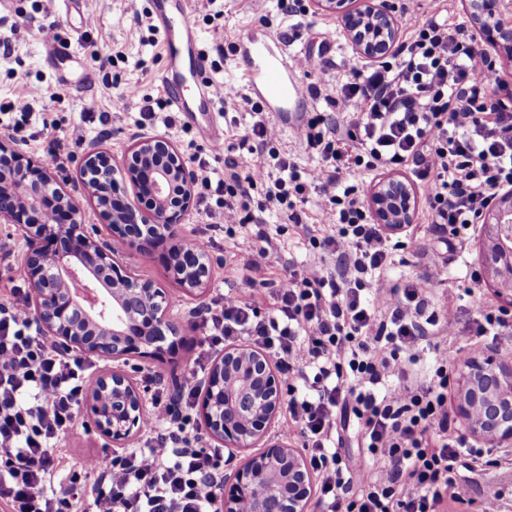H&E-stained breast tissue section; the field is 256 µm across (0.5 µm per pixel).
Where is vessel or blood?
<instances>
[{
    "instance_id": "b4317fda",
    "label": "vessel or blood",
    "mask_w": 512,
    "mask_h": 512,
    "mask_svg": "<svg viewBox=\"0 0 512 512\" xmlns=\"http://www.w3.org/2000/svg\"><path fill=\"white\" fill-rule=\"evenodd\" d=\"M165 64L158 76L171 105L186 114L200 112L213 116L217 110L215 93L209 85L204 56L197 53L196 31L189 18L187 0H172L162 18ZM246 76L251 92L276 114L287 113L302 95L297 60L288 53L282 39L251 41L245 44ZM189 75L197 87L195 101H188L179 83Z\"/></svg>"
}]
</instances>
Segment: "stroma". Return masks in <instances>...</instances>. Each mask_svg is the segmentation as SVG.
Segmentation results:
<instances>
[{
  "label": "stroma",
  "instance_id": "stroma-1",
  "mask_svg": "<svg viewBox=\"0 0 512 512\" xmlns=\"http://www.w3.org/2000/svg\"><path fill=\"white\" fill-rule=\"evenodd\" d=\"M216 10L205 13L196 0H190L188 11L199 34L200 50L208 55L209 63L218 67V78L227 84L245 86V67L242 60V38L270 39L283 31L296 30L297 39L288 51L300 55L327 46L328 55L336 67L325 79L324 94L304 95L302 111L324 112L326 96L335 94L345 79L344 62L356 53L344 35L334 14L316 12L307 7L305 14L286 17L280 14L276 0H217ZM54 24L60 39L71 41L81 51L80 57L63 58L47 55L42 47L39 29ZM112 35L111 49L115 51L111 65L99 67L93 62L96 37L100 31ZM7 39V51H0V106L15 97L41 100L55 97L52 109L37 114L29 131L32 135L25 145L26 155L44 159L48 150H56L65 158L59 172L68 179L78 178L83 152L87 144L97 142L114 158H122L130 140L138 133L134 125L142 102L132 98L127 102L124 116L106 120L112 109L113 95L130 85L160 97L162 90L156 79L164 64L162 39L156 38L147 26L135 24L125 10V0H83L81 9H66L60 0H0V39ZM190 234L212 232L213 252L223 260L244 263L250 251L248 239L228 237L222 231H210L209 221L200 203H193L185 221ZM268 234L280 237L286 262L269 267L270 282H278L289 270L301 269L313 258V250L294 225H282L270 217L265 226ZM483 238L482 231L469 233L465 238L451 237L447 231L428 224L424 204H417L414 222L407 232L399 234L400 247L392 254L387 275L393 281L405 283L413 277L429 276L440 281L432 301L435 306L451 307L455 317L454 336L448 337V351H455L460 340H478L503 351L512 352V328L500 331L496 337H481L477 326L487 311L499 310L501 300L493 284L478 272L477 255ZM438 255L439 264L428 262L429 255ZM136 273L165 289L171 296L170 314L182 323L185 350L177 360H145L137 373L147 393L157 385H170L172 379L189 376L191 362L208 344L201 328L188 323L187 308L180 287L159 256L138 257L133 261ZM67 454V464L58 471L42 493L51 496L59 484L68 483L78 472L85 456L102 453L106 442L94 432L85 416H78L74 430L61 441ZM504 491L501 512H512V463L487 468L478 478L469 501H445L444 512H481L487 497Z\"/></svg>",
  "mask_w": 512,
  "mask_h": 512
}]
</instances>
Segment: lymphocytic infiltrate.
<instances>
[{"instance_id":"1","label":"lymphocytic infiltrate","mask_w":512,"mask_h":512,"mask_svg":"<svg viewBox=\"0 0 512 512\" xmlns=\"http://www.w3.org/2000/svg\"><path fill=\"white\" fill-rule=\"evenodd\" d=\"M490 62L463 24L435 13L418 24L391 58L348 64L340 87L342 122L316 113L293 129L292 149L261 109L239 143L194 152L198 195L213 228L254 230L245 267L265 284L277 243L261 226L268 214L301 224L306 205L330 226L316 240L320 259L290 271L270 296L268 313L241 294L225 293L207 310L202 327L211 344L239 338L266 352L307 385L291 396L282 422L303 438L319 496L329 512H440L445 498L463 499L461 459L488 465L483 449L452 437L448 374L439 363L432 381L378 393L390 364L416 350L431 331L454 326L427 310L431 279L404 285L386 279L392 247L379 234L351 173L397 168L420 188L430 223L452 235L478 223L499 190L512 186V105L491 103ZM318 161L300 170L299 152ZM223 158L212 179L210 158ZM90 362L60 353L40 335L17 299L0 300V512H79L70 488L52 498L42 485L66 464L59 443L74 427ZM197 391L186 382L178 403L156 398L139 450L91 454L81 472L95 512H207L216 501L219 451L205 449L200 429L184 410ZM356 418L371 463L347 465L330 447L336 424Z\"/></svg>"}]
</instances>
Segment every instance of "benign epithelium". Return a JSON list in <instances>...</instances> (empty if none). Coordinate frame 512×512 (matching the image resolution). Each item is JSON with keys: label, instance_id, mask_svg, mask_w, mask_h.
<instances>
[{"label": "benign epithelium", "instance_id": "7a95c632", "mask_svg": "<svg viewBox=\"0 0 512 512\" xmlns=\"http://www.w3.org/2000/svg\"><path fill=\"white\" fill-rule=\"evenodd\" d=\"M479 36L512 59V0H464ZM336 15L359 58L379 60L398 45L393 0H314ZM0 223L25 245L22 268L29 311L62 353L72 351L107 363L80 400V412L118 453L145 416V389L130 368L133 357L159 358L178 343L182 329L169 314L166 292L137 276L133 255L163 249L186 296L202 298L212 269L222 260L191 246L185 217L194 198L195 175L179 149L161 136L139 135L117 163L101 146L83 154L82 177L68 182L52 167L34 162L0 134ZM132 186L149 207L121 201ZM91 195L105 229L86 224L76 203ZM416 197L399 176L380 181L370 207L381 234L406 230ZM486 229L478 262L502 290L512 311V190L496 194L481 216ZM122 243L119 251L116 243ZM457 412L468 438L483 448L512 451V354L489 348L457 365ZM203 426L214 447L227 450L222 512H312V476L299 449L270 436L283 403L281 380L271 358L247 344L216 353L196 381ZM266 440L263 450L240 465L236 453Z\"/></svg>", "mask_w": 512, "mask_h": 512}]
</instances>
